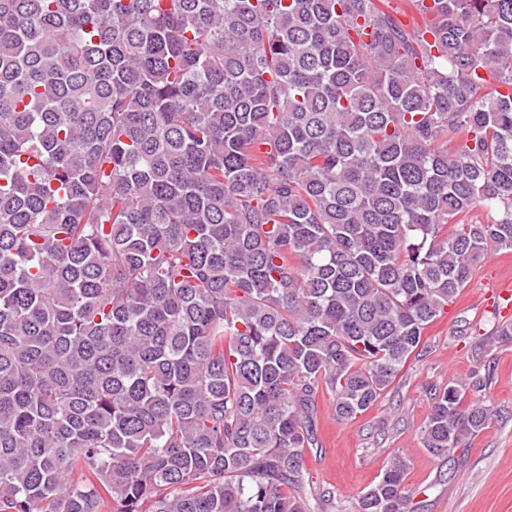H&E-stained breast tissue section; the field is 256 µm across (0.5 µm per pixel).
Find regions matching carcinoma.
Wrapping results in <instances>:
<instances>
[{
  "label": "carcinoma",
  "instance_id": "1",
  "mask_svg": "<svg viewBox=\"0 0 512 512\" xmlns=\"http://www.w3.org/2000/svg\"><path fill=\"white\" fill-rule=\"evenodd\" d=\"M378 2L0 0V512L331 508L317 398L512 250V0ZM491 383L429 389L433 456ZM357 512H414L401 456Z\"/></svg>",
  "mask_w": 512,
  "mask_h": 512
}]
</instances>
